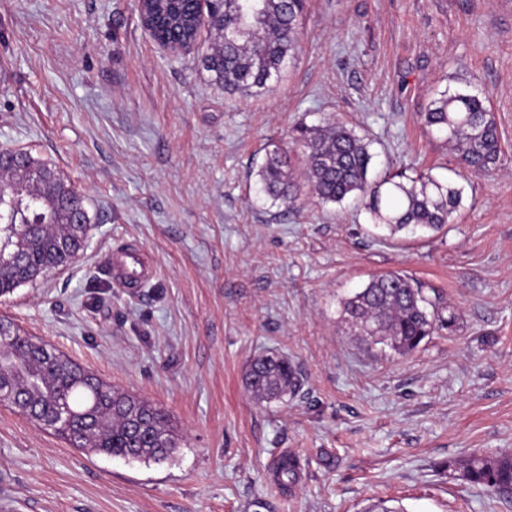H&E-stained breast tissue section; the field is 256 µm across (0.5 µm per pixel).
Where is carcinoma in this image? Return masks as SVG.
<instances>
[{"label":"carcinoma","mask_w":512,"mask_h":512,"mask_svg":"<svg viewBox=\"0 0 512 512\" xmlns=\"http://www.w3.org/2000/svg\"><path fill=\"white\" fill-rule=\"evenodd\" d=\"M306 0H214L207 8L210 53L206 71L227 94H262L279 80L294 59L301 39ZM198 5L193 0H159L148 11L161 39L196 32ZM484 92L447 94L422 113L425 125L475 172L495 164L501 142ZM302 148L305 180L324 203L353 197L376 224L395 234L438 230L460 204L461 191L430 175L396 182L370 178L371 142L343 124L303 126L296 139ZM257 192L271 203L289 207L300 185L291 170L288 148L266 154ZM81 196L49 162L32 157L24 174L0 171V248L17 253L14 272L0 278V296L33 283L82 252L83 233L71 220L67 201ZM342 318L352 335L368 347L380 345L405 355L441 329L452 328L423 289L408 278L380 275L342 303ZM15 343L0 348V406L11 408L68 444L91 454L128 460H164L179 448L178 435L160 408L116 390L71 358L0 319ZM245 386L260 402L281 401L296 393L298 372L287 358L268 354L254 359ZM462 479L493 490H512V456H472L448 464ZM292 458L278 462L276 475L285 487L295 480Z\"/></svg>","instance_id":"carcinoma-1"}]
</instances>
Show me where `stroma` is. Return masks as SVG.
<instances>
[{"instance_id":"1","label":"stroma","mask_w":512,"mask_h":512,"mask_svg":"<svg viewBox=\"0 0 512 512\" xmlns=\"http://www.w3.org/2000/svg\"><path fill=\"white\" fill-rule=\"evenodd\" d=\"M201 58L164 54L135 0H0V144L54 164L91 218L78 259L0 297V318L180 440L160 462L88 454L0 406V512H512L448 467L512 456V0H307L295 60L257 97ZM475 90L502 144L480 174L421 118ZM328 121L371 140L375 175L460 188L449 224L393 234L349 199L256 196L267 152ZM127 241L155 268L133 291L112 279ZM385 274L440 294L455 328L404 356L360 344L342 303ZM268 353L301 374L286 401L245 388Z\"/></svg>"}]
</instances>
